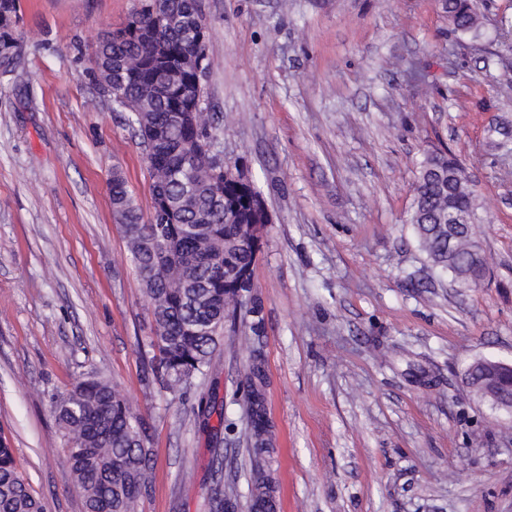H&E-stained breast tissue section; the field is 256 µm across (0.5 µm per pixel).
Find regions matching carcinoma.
<instances>
[{"instance_id":"carcinoma-1","label":"carcinoma","mask_w":512,"mask_h":512,"mask_svg":"<svg viewBox=\"0 0 512 512\" xmlns=\"http://www.w3.org/2000/svg\"><path fill=\"white\" fill-rule=\"evenodd\" d=\"M441 8L462 33L478 29L470 0H441ZM206 24L200 0H155V11H133L130 36L103 34L92 47L93 77L101 93L120 94L135 113L160 130L146 157L150 174L151 208L143 214L134 203L120 171L112 174V210L119 217L130 257L152 303L154 336L150 358L153 372L167 389L179 391L197 374L212 367L224 320L237 310V296L255 287V253L246 243L248 227L261 223L263 202L254 184L232 178L212 182L207 169L214 157L202 153L189 167L182 147L193 140L208 142L206 117L197 129L171 117L180 104L174 87L207 76L201 71L175 72L181 58L199 53L196 30ZM14 30L0 28V63L14 58ZM459 163L435 151L420 162L408 223L432 264L463 284H476L485 259H471L476 206ZM463 224L448 250V228ZM245 323L241 340L250 349L241 368L248 418L245 438L248 466L246 503L234 485H216L212 512L246 508L247 512H276V486L271 470L275 426L268 413V375L263 351L255 339L263 334V318ZM56 420L67 437L68 463L80 489L86 512H139L150 494L154 450L147 441L140 413L108 381L89 376L55 404ZM0 512H44L27 478L18 471L12 449L0 440Z\"/></svg>"}]
</instances>
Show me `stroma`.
<instances>
[{
  "mask_svg": "<svg viewBox=\"0 0 512 512\" xmlns=\"http://www.w3.org/2000/svg\"><path fill=\"white\" fill-rule=\"evenodd\" d=\"M475 3L463 34L440 0H202L210 150L270 217L254 278L278 512H512V415L465 382L477 359L512 361V143L496 132L512 126V0ZM135 5L21 0L0 69V438L44 512H85L53 403L92 373L138 405L155 450L142 512H210L220 479L247 490L232 330L183 392L144 365L152 305L110 181L120 170L145 210L150 179L90 74ZM435 150L476 195V288L433 267L407 222Z\"/></svg>",
  "mask_w": 512,
  "mask_h": 512,
  "instance_id": "1",
  "label": "stroma"
}]
</instances>
